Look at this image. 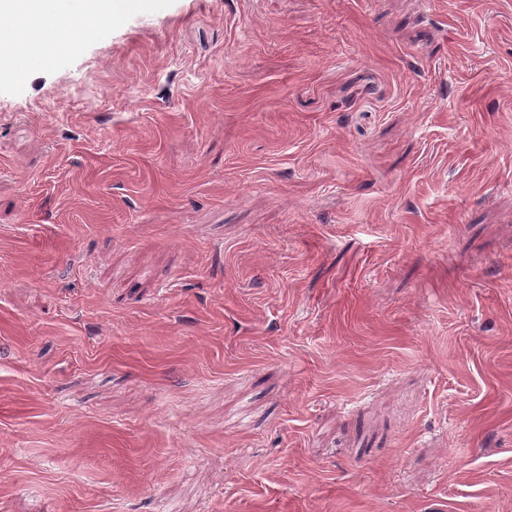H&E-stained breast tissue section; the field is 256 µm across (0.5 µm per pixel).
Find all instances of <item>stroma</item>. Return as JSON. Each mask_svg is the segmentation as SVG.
<instances>
[{
  "mask_svg": "<svg viewBox=\"0 0 512 512\" xmlns=\"http://www.w3.org/2000/svg\"><path fill=\"white\" fill-rule=\"evenodd\" d=\"M0 72V512H512V0H131Z\"/></svg>",
  "mask_w": 512,
  "mask_h": 512,
  "instance_id": "1",
  "label": "stroma"
}]
</instances>
